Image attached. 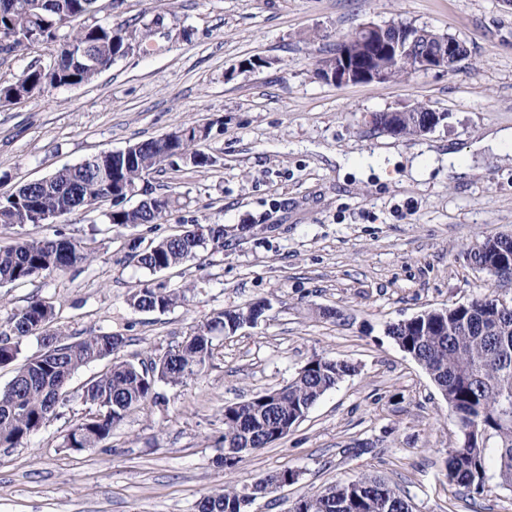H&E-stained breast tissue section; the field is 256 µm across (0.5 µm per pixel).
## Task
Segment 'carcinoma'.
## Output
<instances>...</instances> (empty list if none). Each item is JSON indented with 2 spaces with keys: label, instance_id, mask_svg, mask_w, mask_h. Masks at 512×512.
Returning <instances> with one entry per match:
<instances>
[{
  "label": "carcinoma",
  "instance_id": "carcinoma-1",
  "mask_svg": "<svg viewBox=\"0 0 512 512\" xmlns=\"http://www.w3.org/2000/svg\"><path fill=\"white\" fill-rule=\"evenodd\" d=\"M97 0H0V56L22 54L35 47L51 49L50 62L32 65L12 80L0 81V102L17 103L49 88L92 82L112 62L127 54L123 29L93 24L67 35L62 44L59 21L95 11ZM428 108L419 105L392 117L393 135L421 136ZM210 136L207 125L178 128L159 139L133 144V160L125 163L100 153L87 162L64 167L51 176L21 185L0 199V224H32L39 214L65 215L89 207V199L112 201L105 214L115 227L156 224L176 201L144 196L137 208H127L126 187L171 159L205 167L210 157L197 146ZM224 248V225L192 224L180 234L152 241L135 252L139 267L163 272L194 256L200 249ZM87 248L66 238L26 237L0 249V285L24 284L50 272H62L88 262ZM487 271L512 268V237L488 235L472 255ZM179 294L163 285L134 291L129 304L141 312H164ZM267 308L259 301L226 309L210 321L195 325L176 348L148 364L119 356L121 336L109 333L68 343L48 329L52 307L34 300L16 313L0 331V367L13 363L19 342L40 336L43 354L28 359L0 390V447L14 448L37 431L61 402L70 376L91 362L111 359L106 371L92 379L85 399L95 411L70 430L67 447L97 448L126 414L145 405L158 384L179 385L198 376L211 358L214 334L234 335L257 321ZM385 333L417 362L440 390L462 436L448 449L445 477L470 497L484 492L488 472V443L498 485L512 488V303L503 305L489 292L465 304L425 310L407 320L386 324ZM357 372L345 359L312 357L285 386L260 392L224 406V467L235 468L244 455L275 444L338 382ZM248 503L228 484L203 495L201 512H245ZM289 512H412L406 497L375 475L338 481L320 495L299 499Z\"/></svg>",
  "mask_w": 512,
  "mask_h": 512
}]
</instances>
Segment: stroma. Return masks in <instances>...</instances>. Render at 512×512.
Returning a JSON list of instances; mask_svg holds the SVG:
<instances>
[{"label":"stroma","instance_id":"1","mask_svg":"<svg viewBox=\"0 0 512 512\" xmlns=\"http://www.w3.org/2000/svg\"><path fill=\"white\" fill-rule=\"evenodd\" d=\"M403 22L451 35L469 55L453 73L418 72L336 86L315 73L338 34ZM94 23L135 32L128 54L81 86L0 105V198L89 157L176 128L211 125V162L182 161L146 176L178 206L152 227L115 228L103 201L52 224L4 226L0 247L23 234L84 243L88 263L0 286V325L39 299L69 340L122 336V358L149 361L191 326L260 299L258 326L216 335L198 376L159 385L161 403L127 413L100 447L74 451L69 431L92 413L84 390L107 366L79 368L65 402L13 448L0 447V512H197L225 483L243 487L289 468L295 483L251 512H290L303 497L363 474L405 494L413 512H512V490L490 484L467 499L448 485L459 444L448 406L425 370L385 333L387 323L467 303L512 281L476 267L488 233L512 234V148L488 144L512 128V7L503 0H98ZM259 58V70L241 69ZM423 104L435 131L401 137L368 116ZM455 152L459 166L447 163ZM198 221L224 227V248L199 250L150 273L133 246ZM164 284L185 298L138 312L129 293ZM340 309L339 322L322 309ZM347 359L355 375L330 390L276 444L234 470L220 462L227 404L286 385L311 357ZM366 452H358V445Z\"/></svg>","mask_w":512,"mask_h":512}]
</instances>
